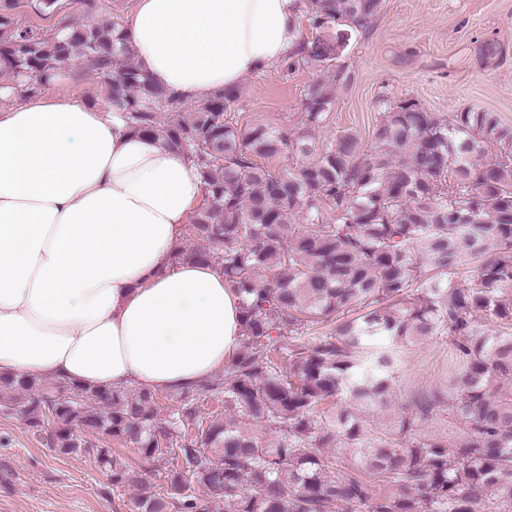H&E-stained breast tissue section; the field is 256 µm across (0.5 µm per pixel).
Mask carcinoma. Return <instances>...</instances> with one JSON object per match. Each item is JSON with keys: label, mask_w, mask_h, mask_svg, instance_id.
I'll return each mask as SVG.
<instances>
[{"label": "carcinoma", "mask_w": 512, "mask_h": 512, "mask_svg": "<svg viewBox=\"0 0 512 512\" xmlns=\"http://www.w3.org/2000/svg\"><path fill=\"white\" fill-rule=\"evenodd\" d=\"M81 3L86 20L56 35L0 0V71L37 95L79 61L133 131L190 156L204 195L183 239L199 245H177L174 259L211 265L237 289L242 346L164 418L153 392L49 389L24 375L0 376L4 410L37 431L52 425L47 444L64 453L100 434L147 461L169 456L160 494L112 449H95L112 485L139 488L135 512H512V126L495 112L444 116L381 95L373 153L349 133L313 153L331 88L353 80L338 59L386 0H300L311 36L287 70L322 72L305 89L302 132L240 127L235 89L186 107L142 72L120 23L97 21L99 0ZM286 152L308 161L269 168ZM443 337L462 363L448 398L419 400L396 435L368 430L366 415L390 403L400 345ZM215 399L230 420L201 416ZM328 399L342 407L322 416ZM445 402L464 432L451 450L412 437ZM378 480L394 491L376 492Z\"/></svg>", "instance_id": "obj_1"}]
</instances>
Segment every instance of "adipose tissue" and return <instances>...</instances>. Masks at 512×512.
Listing matches in <instances>:
<instances>
[{
	"label": "adipose tissue",
	"mask_w": 512,
	"mask_h": 512,
	"mask_svg": "<svg viewBox=\"0 0 512 512\" xmlns=\"http://www.w3.org/2000/svg\"><path fill=\"white\" fill-rule=\"evenodd\" d=\"M297 0H136L143 72L187 100L238 87L299 40ZM203 184L109 107L0 89V376L178 395L239 350L240 297L175 262Z\"/></svg>",
	"instance_id": "obj_1"
}]
</instances>
